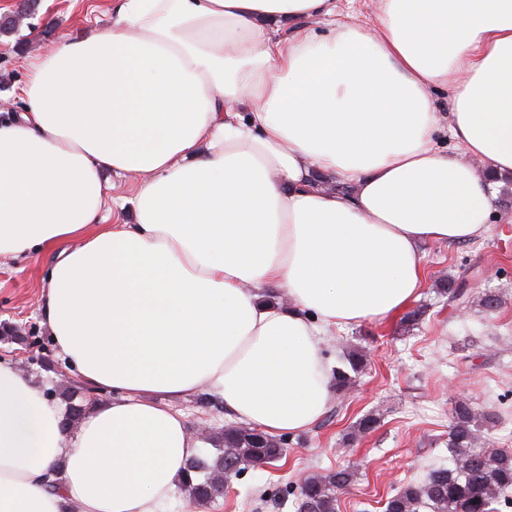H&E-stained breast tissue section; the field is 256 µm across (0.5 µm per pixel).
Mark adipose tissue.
Segmentation results:
<instances>
[{"instance_id":"obj_1","label":"adipose tissue","mask_w":512,"mask_h":512,"mask_svg":"<svg viewBox=\"0 0 512 512\" xmlns=\"http://www.w3.org/2000/svg\"><path fill=\"white\" fill-rule=\"evenodd\" d=\"M114 0L31 64L0 122V257L54 252L44 324L100 394L62 424L0 363V512H174L201 446L177 400L276 438L332 399L323 338L484 235L512 176V0ZM448 126L460 155L437 133ZM137 177L134 223L107 173ZM337 13L352 12L356 18L364 22L375 12L376 0H337Z\"/></svg>"}]
</instances>
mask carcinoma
<instances>
[{"label": "carcinoma", "instance_id": "carcinoma-1", "mask_svg": "<svg viewBox=\"0 0 512 512\" xmlns=\"http://www.w3.org/2000/svg\"><path fill=\"white\" fill-rule=\"evenodd\" d=\"M364 367V354L354 352L345 366L333 372L336 391L348 389ZM69 409L65 425L80 420L84 406L98 400L89 390L77 387L67 393ZM494 415L478 412L469 402H458L448 431L452 466L431 470L417 484H408L390 498L385 512H490L499 496L512 489V452L491 450L485 433ZM213 451L195 455L187 464L181 489L193 504H210L222 497V489L241 472L257 465L271 464L285 455L278 439L257 431H244L229 424L210 438ZM354 472L348 468L325 475L308 476L299 486L297 512H336L337 494L351 485Z\"/></svg>", "mask_w": 512, "mask_h": 512}]
</instances>
